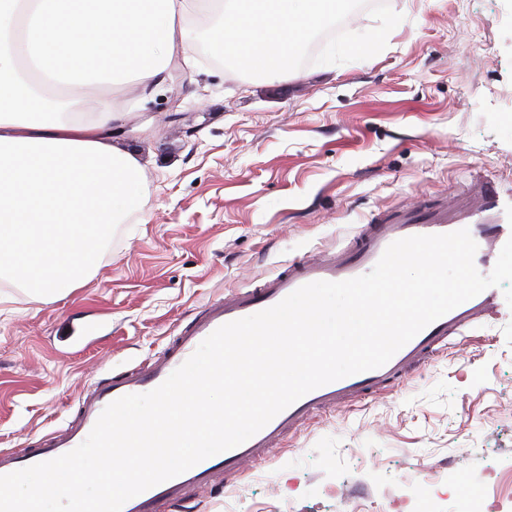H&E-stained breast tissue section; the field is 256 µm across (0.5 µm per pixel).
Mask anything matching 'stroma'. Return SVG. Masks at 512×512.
<instances>
[{
  "instance_id": "obj_1",
  "label": "stroma",
  "mask_w": 512,
  "mask_h": 512,
  "mask_svg": "<svg viewBox=\"0 0 512 512\" xmlns=\"http://www.w3.org/2000/svg\"><path fill=\"white\" fill-rule=\"evenodd\" d=\"M274 79L191 45L115 88L147 176L88 280L0 305V451L61 429L87 388L159 355L210 300L359 225L491 186L512 225V0H385ZM181 120H169L174 83ZM403 386L308 420L224 488L165 512H512V307ZM440 471L444 493L426 482Z\"/></svg>"
}]
</instances>
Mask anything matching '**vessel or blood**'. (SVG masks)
Instances as JSON below:
<instances>
[{
	"mask_svg": "<svg viewBox=\"0 0 512 512\" xmlns=\"http://www.w3.org/2000/svg\"><path fill=\"white\" fill-rule=\"evenodd\" d=\"M496 208L495 195L487 189L454 209L436 207L424 219L409 211L389 223L364 224L354 236V246L299 258L255 287L239 288L209 301L200 315L179 330L158 356L83 393L78 399L74 419L51 433L40 446L28 449L20 456L1 451L0 475L73 450L87 438L109 403L128 394L145 393L158 387L223 324L267 309L305 284L337 282L364 275L373 269L388 245L395 240L468 229L478 245L475 266L480 273H487L497 255L499 242L507 232L505 225L497 220ZM498 306L496 289H486L425 327L385 365L309 392L243 444L212 456L187 472L129 499L122 512H161L163 507L184 500L192 491L236 481L242 474L244 462L269 453L308 417L325 410H337L348 400L379 396L404 382L432 360L438 351L452 341L464 339L476 322L492 318Z\"/></svg>",
	"mask_w": 512,
	"mask_h": 512,
	"instance_id": "obj_1",
	"label": "vessel or blood"
}]
</instances>
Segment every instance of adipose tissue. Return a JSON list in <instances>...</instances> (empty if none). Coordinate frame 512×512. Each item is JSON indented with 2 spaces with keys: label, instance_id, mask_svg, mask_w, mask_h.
I'll list each match as a JSON object with an SVG mask.
<instances>
[{
  "label": "adipose tissue",
  "instance_id": "adipose-tissue-1",
  "mask_svg": "<svg viewBox=\"0 0 512 512\" xmlns=\"http://www.w3.org/2000/svg\"><path fill=\"white\" fill-rule=\"evenodd\" d=\"M339 0H0V284L49 299L90 275L114 226L142 211L139 159L108 96L150 88L211 18L207 48L267 78Z\"/></svg>",
  "mask_w": 512,
  "mask_h": 512
}]
</instances>
